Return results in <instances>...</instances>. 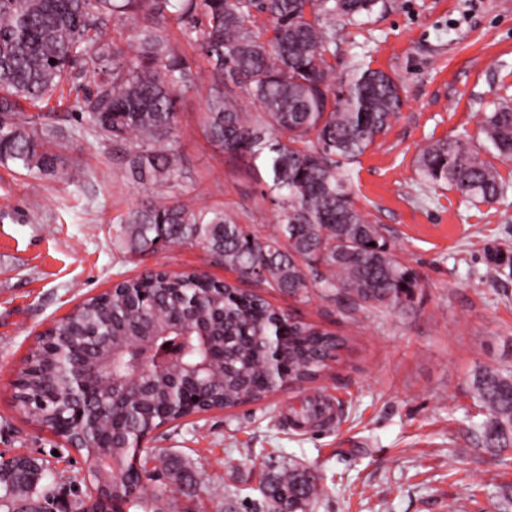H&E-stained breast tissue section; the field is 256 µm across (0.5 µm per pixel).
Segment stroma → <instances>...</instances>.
<instances>
[{
    "mask_svg": "<svg viewBox=\"0 0 512 512\" xmlns=\"http://www.w3.org/2000/svg\"><path fill=\"white\" fill-rule=\"evenodd\" d=\"M360 60L402 81L404 105L352 165L351 189L421 286L405 307L381 310L316 289L305 303L265 290L275 307L340 332L348 344L309 389L289 387L157 429L142 457L156 474L147 492L160 495L164 512H245L291 464L322 489L311 512H448L454 502L462 512H512V452L494 454L477 439L486 411L473 389L483 368H512V160L479 132L484 114L512 102V0H388L339 33L337 72ZM212 81L199 63L195 88L181 98L179 191L270 233L276 217L249 159L227 160L204 134ZM37 110L62 129L60 151L84 177L39 179L0 163V456L42 458L43 483L82 493V458L14 399L12 382L38 335L87 297L153 269H195L221 281L236 275L196 243L127 253L115 227L145 186L111 143L81 129L75 91ZM464 134L508 184L503 199L481 203L423 184L421 149ZM496 251L505 261L490 277ZM165 455L180 459L194 481L162 477Z\"/></svg>",
    "mask_w": 512,
    "mask_h": 512,
    "instance_id": "stroma-1",
    "label": "stroma"
}]
</instances>
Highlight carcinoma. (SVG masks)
I'll return each instance as SVG.
<instances>
[{"mask_svg":"<svg viewBox=\"0 0 512 512\" xmlns=\"http://www.w3.org/2000/svg\"><path fill=\"white\" fill-rule=\"evenodd\" d=\"M382 0H0V163L35 177L65 170L57 151L58 130L43 117L23 112L46 101L66 82L90 84L77 97L83 128L124 150L130 173L163 190L164 200H140L120 220L116 238L131 254L199 243L224 267L261 288L309 298V289L354 308H397L420 287L417 271L392 252L383 227L353 199L350 165L385 135L403 105L402 83L362 61L336 76V27L375 12ZM138 23L134 46L123 49L111 32ZM180 29L194 49L189 56L170 41ZM215 74L206 97L204 128L230 159L246 156L255 180L277 214L266 235L241 224L224 209L193 207L174 191L183 173L174 154L178 97L195 87L196 57ZM255 101L259 111L242 109ZM485 140L512 159V104L484 117ZM417 168L428 186L450 185L484 202L504 196L508 185L467 137L437 140L419 154ZM121 290L86 298L39 339L20 372L28 392L52 400L28 408L54 427L53 401L70 390L67 366L102 357L104 341L124 347L114 368L132 377L140 370L136 337L153 327L158 344H171L181 367L202 356L198 333L174 317L186 298L199 302L198 316L224 330V358L204 374L200 409H232L258 401L275 385L311 383L337 360L338 334L318 328L265 297L231 281L196 270L172 275L155 270ZM142 288L151 301L122 292ZM279 329L275 373L262 365L267 338ZM150 389L107 415L96 402L82 407L84 425L97 437L84 456L106 454L112 466L91 473L106 500L123 501L147 471L129 477L126 441L182 417L170 406L167 379H147ZM486 419L477 426L484 447L512 449V369L485 368L473 379ZM269 487L306 512L318 497L316 481L291 465ZM0 512H31L56 495L25 489L0 469Z\"/></svg>","mask_w":512,"mask_h":512,"instance_id":"carcinoma-1","label":"carcinoma"}]
</instances>
